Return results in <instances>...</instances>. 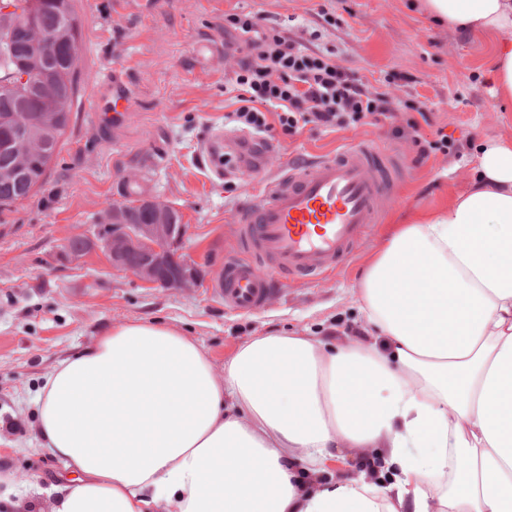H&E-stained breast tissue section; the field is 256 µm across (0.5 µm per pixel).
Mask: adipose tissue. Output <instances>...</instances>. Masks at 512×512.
Segmentation results:
<instances>
[{
  "instance_id": "obj_1",
  "label": "adipose tissue",
  "mask_w": 512,
  "mask_h": 512,
  "mask_svg": "<svg viewBox=\"0 0 512 512\" xmlns=\"http://www.w3.org/2000/svg\"><path fill=\"white\" fill-rule=\"evenodd\" d=\"M425 5L491 38L512 101V0ZM479 152L470 187L361 279L373 342L255 336L219 377L196 340L131 322L61 361L35 401L69 474L50 512H512V136ZM341 448L380 469L325 479Z\"/></svg>"
}]
</instances>
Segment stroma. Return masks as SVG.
I'll list each match as a JSON object with an SVG mask.
<instances>
[{
  "instance_id": "stroma-1",
  "label": "stroma",
  "mask_w": 512,
  "mask_h": 512,
  "mask_svg": "<svg viewBox=\"0 0 512 512\" xmlns=\"http://www.w3.org/2000/svg\"><path fill=\"white\" fill-rule=\"evenodd\" d=\"M80 20V79L71 121L47 176L24 200L0 206V470L22 486L58 485L63 464L44 448L35 398L63 359L96 345L112 326L160 320L198 341L216 374L246 340L270 332L312 334L330 344L365 321L356 285L398 224L431 216L466 190L483 141L512 134V102L483 77L491 47L482 37L452 33L417 0H72ZM327 9L321 17L319 9ZM250 10L289 20L291 36L318 29L320 46L368 80L400 72L409 78L394 122L339 132L306 126L277 136L276 162L316 157L349 141L373 139L401 153L410 172L378 224L352 258L318 283L285 281L265 309L226 311L213 292L225 260L236 255L233 211L247 201L258 174L228 183L215 175L203 147L216 132L234 133L224 115L235 95V59L221 53L197 66L196 43L228 46L225 14ZM115 71L131 95L127 114L111 112L100 88ZM428 114L432 128L457 141V153L414 164L415 153L392 126ZM149 183L189 226L184 253L202 282L192 291L157 288L112 270L105 255L73 259L69 239L93 228L112 204L124 203L123 182Z\"/></svg>"
}]
</instances>
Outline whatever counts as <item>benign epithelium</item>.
<instances>
[{
	"mask_svg": "<svg viewBox=\"0 0 512 512\" xmlns=\"http://www.w3.org/2000/svg\"><path fill=\"white\" fill-rule=\"evenodd\" d=\"M147 204L153 213V223L134 224L128 210L114 208L112 223L100 226L88 237L91 249L104 252L113 268L128 271L154 287H198L194 264L185 257H176L189 234V225L169 223L170 203L149 198ZM132 251L145 253V260L134 268L126 265V256Z\"/></svg>",
	"mask_w": 512,
	"mask_h": 512,
	"instance_id": "1",
	"label": "benign epithelium"
}]
</instances>
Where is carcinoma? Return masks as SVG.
Wrapping results in <instances>:
<instances>
[{"label":"carcinoma","mask_w":512,"mask_h":512,"mask_svg":"<svg viewBox=\"0 0 512 512\" xmlns=\"http://www.w3.org/2000/svg\"><path fill=\"white\" fill-rule=\"evenodd\" d=\"M0 136L13 116L24 120V131L0 147V205L27 198L46 175L70 122L71 112L53 109L56 99L73 100L80 61V23L71 0H0ZM57 36L56 45L42 49L35 84L16 77L21 61L34 57L33 30Z\"/></svg>","instance_id":"cac0c4a2"}]
</instances>
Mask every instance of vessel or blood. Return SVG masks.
<instances>
[{
  "label": "vessel or blood",
  "mask_w": 512,
  "mask_h": 512,
  "mask_svg": "<svg viewBox=\"0 0 512 512\" xmlns=\"http://www.w3.org/2000/svg\"><path fill=\"white\" fill-rule=\"evenodd\" d=\"M407 176L393 150L368 140L334 156L288 162L233 214L241 254L226 263L217 288L225 307L255 313L280 279L335 271L380 223Z\"/></svg>",
  "instance_id": "b4317fda"
}]
</instances>
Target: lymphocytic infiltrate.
Masks as SVG:
<instances>
[{"label":"lymphocytic infiltrate","mask_w":512,"mask_h":512,"mask_svg":"<svg viewBox=\"0 0 512 512\" xmlns=\"http://www.w3.org/2000/svg\"><path fill=\"white\" fill-rule=\"evenodd\" d=\"M224 31L233 37L238 55L236 108L228 118L260 141L310 124L332 132L376 124L393 118L402 104L394 94L400 75H389L382 88H375L337 65L332 50L304 47L284 25L264 24L258 14H225Z\"/></svg>","instance_id":"obj_1"}]
</instances>
